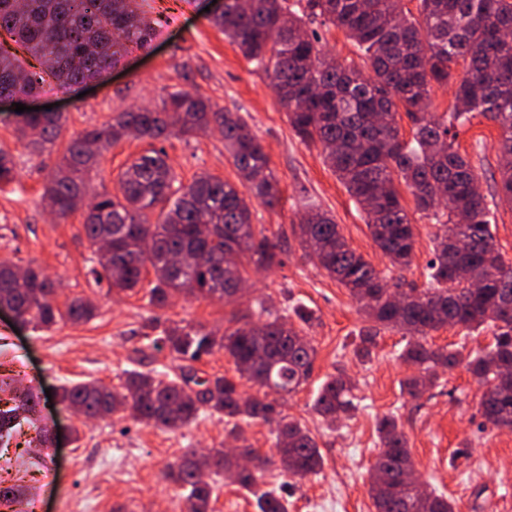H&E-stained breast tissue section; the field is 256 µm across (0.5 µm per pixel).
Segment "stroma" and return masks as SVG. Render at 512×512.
<instances>
[{
    "mask_svg": "<svg viewBox=\"0 0 512 512\" xmlns=\"http://www.w3.org/2000/svg\"><path fill=\"white\" fill-rule=\"evenodd\" d=\"M212 3L144 0L143 10L156 23L149 48L130 50L92 81L84 96H77L75 88L46 83L32 106L52 105L67 118L50 150L39 154L27 149L15 134L19 114L11 102L0 103V148L13 155L16 170L11 183H0V261L45 269L57 283V303L85 296L98 308L88 322L48 330L17 325L9 311L0 310V374L15 377L18 387L33 388L40 396V424L63 435L72 427L79 430L78 440L49 449L9 448L0 458V480L20 487L18 504L39 497L46 512H187L184 491L165 481L163 472L187 450L227 444L224 419L204 416L175 432L138 424L126 413L80 422L61 406L49 405L45 392L81 381L117 388L131 370L177 374L178 362L168 350L156 349L146 334L144 325L152 316L185 319L221 333L256 318L258 304L274 312L303 305L315 317L308 331L316 348L313 372L297 392L279 400L284 412L315 438L323 456L321 472L288 481L270 426L256 422L243 428L247 445L267 460L268 486L284 487L288 512H373L368 489L380 450L377 420L388 414L397 416L422 481L451 498L456 512H512V431L482 427L479 404L485 387L466 365L439 372L434 386L414 400L402 389L413 373L400 358L407 342L402 332L380 329L371 358L356 357L358 333L366 321L348 290L306 257L295 228L309 208H320L338 224L348 245L376 269H386L388 260L374 243L364 213L324 164L319 149L296 136L268 73L249 63L210 22L206 8ZM307 29L317 32L324 53L344 64L358 61L359 52L342 29L321 21ZM179 91L242 113L262 141L280 181L281 200L272 209L253 203V222L279 241L282 254L279 265L256 273L235 303L179 294L159 310L148 303V286L117 295L107 282L93 281L90 269L97 260L85 234L83 211L56 219L44 191L70 138L129 106H161ZM499 135L494 122L476 113L459 128L456 144L479 176L492 232L510 262L512 201L498 195ZM151 146L165 151L182 183L203 173L238 179L218 132L152 144L130 136L103 153L91 173L89 193L119 195L120 173ZM401 203L416 239L404 276L421 286L433 224L416 211L409 191H402ZM427 341L467 356L492 344L493 331L448 327L431 333ZM340 369L357 384L358 409L353 418L331 426L312 405L321 384Z\"/></svg>",
    "mask_w": 512,
    "mask_h": 512,
    "instance_id": "1",
    "label": "stroma"
}]
</instances>
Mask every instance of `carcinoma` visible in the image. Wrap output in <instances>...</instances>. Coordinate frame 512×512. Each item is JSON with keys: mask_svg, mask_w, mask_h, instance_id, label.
Instances as JSON below:
<instances>
[{"mask_svg": "<svg viewBox=\"0 0 512 512\" xmlns=\"http://www.w3.org/2000/svg\"><path fill=\"white\" fill-rule=\"evenodd\" d=\"M322 18L344 30L361 52L362 65L344 66L316 47L317 36L303 29L305 20ZM213 25L242 54L272 73V85L295 134L321 150L366 215L374 242L389 259V273L376 269L353 251L325 213L311 210L298 225L306 256L347 288L359 311L377 326L404 330L411 339L400 358L418 373L403 389L418 397L434 384L438 369L460 363L485 386L480 403L482 426H512V262L495 244L485 197L471 162L455 147L456 127L478 112L501 130L499 195L512 198V40L500 30L512 29V0H419V16L400 0H224L211 17ZM10 35L40 66L27 70L0 46V97L22 101L41 93L45 78L71 87L86 84L116 66L132 48L150 47L153 22L138 0H0V32ZM463 75L455 79V67ZM455 82L454 100L441 114L431 110L432 86ZM404 110L412 140L401 138L397 121ZM64 124L60 112H27L19 134L27 146L42 152L54 145ZM218 130L224 150L241 183L254 197L273 208L281 199L279 180L259 138L238 112L215 108L189 93L176 92L159 109L132 106L101 126L86 130L68 143L46 194L55 216L69 217L87 196V182L97 158L132 130L142 139L189 138ZM14 177L12 155L0 149V183ZM413 196L416 211L434 221L432 259L426 287H406L395 271L407 268L415 248L413 224L398 186ZM122 197L105 192L90 200L84 227L92 252L105 234L110 252L97 259V278L109 287L132 291L146 267L154 281L150 305L164 309L173 291L198 298H225L239 292L247 266L269 268L277 263V245L255 230L252 204L237 186L202 174L184 185L169 167L163 150L150 149L121 173ZM159 211L152 224L147 215ZM466 223L459 224V216ZM457 234L467 239L463 251L453 250ZM151 240L153 249L139 247ZM194 254L202 262L184 269L169 266V257ZM0 261V306L9 307L22 324L49 329L60 322L91 320L94 305L74 297L65 306L55 302L56 288L44 271ZM406 301L394 302L389 287ZM300 327H295L291 317ZM260 320L247 321L219 336L203 325L173 321L153 339L176 361L197 362L215 350L234 360L240 378L263 389L274 384L281 392L298 390L313 370L316 349L303 327L312 312L296 306L291 314H272L260 306ZM478 330L494 328L493 343L468 359L458 351L434 348L423 339L445 326ZM377 332H359L355 353L368 358ZM354 383L340 372L327 378L314 399L324 418L349 417L357 409ZM58 404L81 418L104 420L130 410L137 423L166 431L179 430L200 415H217L232 423L230 434L242 439L240 423L261 421L275 426L280 466L290 478L316 475L323 456L315 438L283 415L274 400L245 397L238 383L222 375L204 380L182 372L161 378L130 371L121 389L82 382L60 387ZM38 402L0 376V448H10L21 421H36ZM381 450L374 466L387 480L369 489L375 512H454L453 504L434 489H409L401 477L414 470L407 439L394 414L377 422ZM212 464L183 459L167 466L165 478L188 490V512H210L211 477L237 473L235 484L255 501L256 512H288V499L277 488H263L257 469L241 470L224 449L209 451Z\"/></svg>", "mask_w": 512, "mask_h": 512, "instance_id": "carcinoma-1", "label": "carcinoma"}]
</instances>
